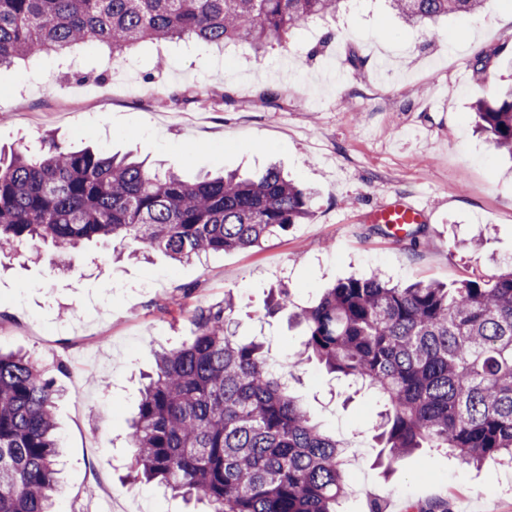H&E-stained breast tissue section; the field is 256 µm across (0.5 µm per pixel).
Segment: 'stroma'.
<instances>
[{
  "label": "stroma",
  "instance_id": "stroma-1",
  "mask_svg": "<svg viewBox=\"0 0 512 512\" xmlns=\"http://www.w3.org/2000/svg\"><path fill=\"white\" fill-rule=\"evenodd\" d=\"M323 54L306 46L325 33ZM512 46V5L486 0L425 36L384 0H364L332 26L307 25L262 54L141 43L128 86L105 46L79 49L80 72L51 56L0 77V147L50 134L63 146L133 153L185 177L278 163L314 193V215L261 247L177 262L160 252L132 257L84 242L72 268L43 244L40 257L0 251V350H23L53 372L64 454L56 512H189L181 498L125 476L126 432L154 350L191 335L196 306L236 298L238 336L262 337L272 364L301 350L303 327L263 313L272 288L295 306L338 280L378 272L395 282L454 285L512 266V159L474 128L473 106L512 83L495 60L482 83L479 53ZM385 56L391 74L377 70ZM363 59V67L352 65ZM414 196L433 211L420 246L391 238L366 214L381 198ZM482 234L483 244L468 240ZM295 392L326 431L350 443V494L340 512H512V465L475 468L445 448H421L381 466L373 426L381 405L317 359L296 370Z\"/></svg>",
  "mask_w": 512,
  "mask_h": 512
}]
</instances>
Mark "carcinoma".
I'll return each instance as SVG.
<instances>
[{"label":"carcinoma","mask_w":512,"mask_h":512,"mask_svg":"<svg viewBox=\"0 0 512 512\" xmlns=\"http://www.w3.org/2000/svg\"><path fill=\"white\" fill-rule=\"evenodd\" d=\"M352 0H0V73L18 59L105 44L112 62L144 41H286L313 18ZM424 27L474 15L484 0H388ZM472 70L489 77L492 59ZM495 149L512 155V89L475 108ZM312 193L271 166L194 181L172 170L46 135L34 148L0 152V249L51 243L73 265L80 243L101 239L135 254L184 262L260 246L313 216ZM291 304L288 289L265 305ZM235 298L193 310V337L154 354L130 424L131 473L209 512H337L346 496L347 444L325 434L292 395L263 342L233 329ZM304 351L377 396L376 439L392 466L418 448H448L467 464L512 459V267L454 287L348 278L299 309ZM55 379L21 353L0 354V512H54L58 488Z\"/></svg>","instance_id":"carcinoma-1"}]
</instances>
